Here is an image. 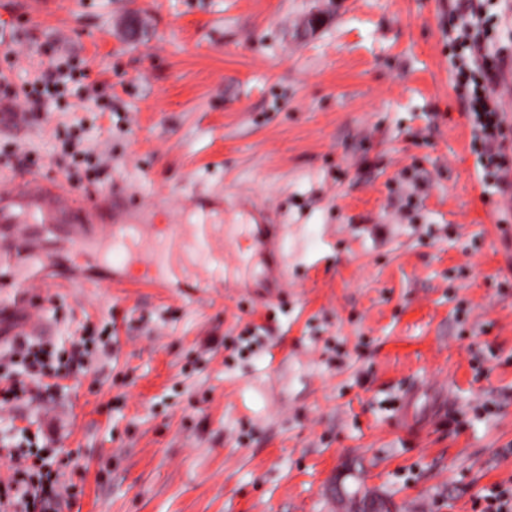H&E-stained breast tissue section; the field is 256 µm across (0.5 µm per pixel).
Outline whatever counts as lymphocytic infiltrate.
Here are the masks:
<instances>
[{
  "mask_svg": "<svg viewBox=\"0 0 512 512\" xmlns=\"http://www.w3.org/2000/svg\"><path fill=\"white\" fill-rule=\"evenodd\" d=\"M485 0H463L448 29V63L472 131V149L482 168V182L498 192L512 184V150L506 145L508 122L495 87L503 65L512 57V27H500L483 11ZM111 336L85 328L64 349L44 342L16 339L0 355V408L15 402L43 404L53 396L51 380L74 361L94 352L109 354ZM21 362V372L11 371ZM56 449L40 446L37 436L0 446V459L13 474L0 483V512H58L69 493L64 474L55 466Z\"/></svg>",
  "mask_w": 512,
  "mask_h": 512,
  "instance_id": "obj_1",
  "label": "lymphocytic infiltrate"
}]
</instances>
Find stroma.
Wrapping results in <instances>:
<instances>
[{
	"mask_svg": "<svg viewBox=\"0 0 512 512\" xmlns=\"http://www.w3.org/2000/svg\"><path fill=\"white\" fill-rule=\"evenodd\" d=\"M454 0H0V73L17 90L74 58L101 107L71 95L0 128V193L54 180L133 224L288 227L287 286L263 257L240 285L181 297L104 289L103 239L42 241L74 287L42 289L43 341L83 326L118 344L0 411L43 429L77 495L59 512H475L512 483V219L483 193L444 34ZM80 135L95 182L59 161ZM414 420L404 423L402 412Z\"/></svg>",
	"mask_w": 512,
	"mask_h": 512,
	"instance_id": "stroma-1",
	"label": "stroma"
}]
</instances>
